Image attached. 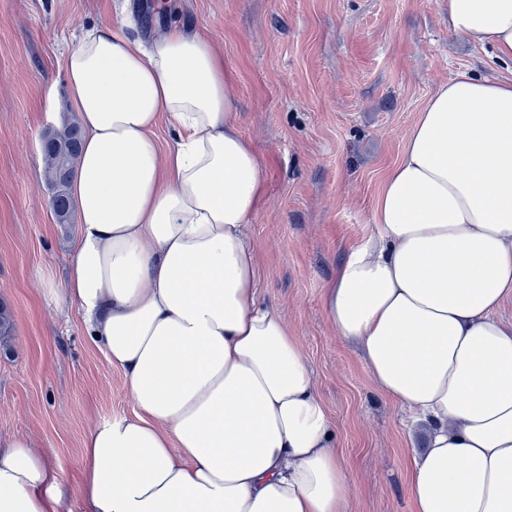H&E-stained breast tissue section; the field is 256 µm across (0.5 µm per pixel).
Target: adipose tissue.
I'll return each mask as SVG.
<instances>
[{"label": "adipose tissue", "instance_id": "ef3b65f1", "mask_svg": "<svg viewBox=\"0 0 512 512\" xmlns=\"http://www.w3.org/2000/svg\"><path fill=\"white\" fill-rule=\"evenodd\" d=\"M448 30L512 65V0H448ZM64 69L83 145L61 300L135 412L90 429L76 497L31 440L0 448V512H350L300 341L258 293L247 226L265 181L223 55L183 26L145 47L107 24L82 32ZM373 221L322 300L427 429L413 512H512V78L438 86Z\"/></svg>", "mask_w": 512, "mask_h": 512}]
</instances>
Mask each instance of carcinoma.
Instances as JSON below:
<instances>
[{
  "label": "carcinoma",
  "mask_w": 512,
  "mask_h": 512,
  "mask_svg": "<svg viewBox=\"0 0 512 512\" xmlns=\"http://www.w3.org/2000/svg\"><path fill=\"white\" fill-rule=\"evenodd\" d=\"M80 146L81 130L74 123L46 133L42 140L44 176L51 190L52 210L58 224L71 223L74 204L69 188Z\"/></svg>",
  "instance_id": "1"
}]
</instances>
